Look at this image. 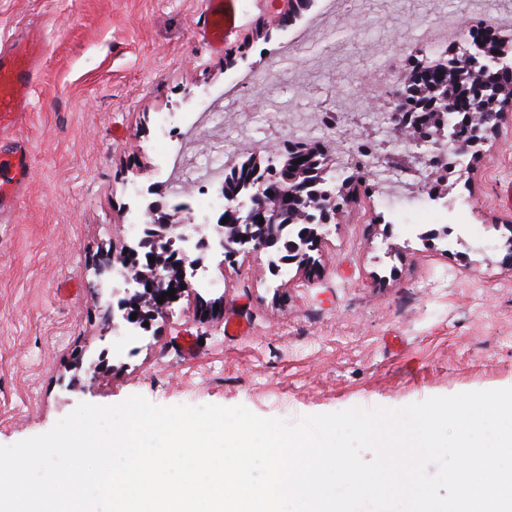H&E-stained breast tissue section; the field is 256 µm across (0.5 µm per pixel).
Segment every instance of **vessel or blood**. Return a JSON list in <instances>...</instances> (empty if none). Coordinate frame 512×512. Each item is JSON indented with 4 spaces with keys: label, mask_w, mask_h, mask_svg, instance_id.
<instances>
[{
    "label": "vessel or blood",
    "mask_w": 512,
    "mask_h": 512,
    "mask_svg": "<svg viewBox=\"0 0 512 512\" xmlns=\"http://www.w3.org/2000/svg\"><path fill=\"white\" fill-rule=\"evenodd\" d=\"M237 0H206L203 35L212 49L220 50L238 22ZM36 54L33 46L15 48L10 62L0 64V131L16 127L28 110L34 74L28 65ZM14 170L10 180H0V196L14 197L28 181L32 163L21 154L8 161Z\"/></svg>",
    "instance_id": "vessel-or-blood-1"
}]
</instances>
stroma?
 Segmentation results:
<instances>
[{"label":"stroma","instance_id":"stroma-1","mask_svg":"<svg viewBox=\"0 0 512 512\" xmlns=\"http://www.w3.org/2000/svg\"><path fill=\"white\" fill-rule=\"evenodd\" d=\"M324 0H239L222 50L200 31L202 0H0V40L36 33L29 111L0 134V153L30 152L14 205L0 204V446L49 431L81 403L116 405L140 395L159 406H244L296 424L351 407L402 408L435 396L512 386V126L482 158L448 177L449 225L460 236L424 239L435 224L417 200L405 237L393 206L362 184L313 256L317 270L272 274L265 251L234 260L206 251L212 284L195 288L133 342L108 328L111 283L101 252L135 245L132 223L149 206L173 212L157 167L160 114L183 154L202 159L226 135L240 148L260 138L245 122L252 100L225 108L220 91L241 72L274 73L269 111L282 130L336 111L337 134L358 137L367 113L359 85L375 64L408 63L425 19L456 15L463 28L493 25L512 0H354L318 22ZM303 41H296V34ZM217 122L186 134L200 102ZM223 300V315L200 317ZM244 322L230 337L224 324Z\"/></svg>","mask_w":512,"mask_h":512}]
</instances>
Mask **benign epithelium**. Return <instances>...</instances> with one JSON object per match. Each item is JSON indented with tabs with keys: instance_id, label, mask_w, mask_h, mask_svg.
Here are the masks:
<instances>
[{
	"instance_id": "benign-epithelium-1",
	"label": "benign epithelium",
	"mask_w": 512,
	"mask_h": 512,
	"mask_svg": "<svg viewBox=\"0 0 512 512\" xmlns=\"http://www.w3.org/2000/svg\"><path fill=\"white\" fill-rule=\"evenodd\" d=\"M474 49L449 58L430 60L426 50L420 67L402 76L392 91L390 111L385 113L386 125L393 131H412L411 145L427 147V151L407 154L421 160L424 155L444 156L440 152L445 140L441 117L453 112L461 119L452 135L457 153L480 158L474 147L499 127L512 122V65L504 58L512 47L492 33L477 37ZM307 160L276 168L264 164L261 156L252 155L251 163L235 168L224 181V197L228 204L219 216L216 234L226 257L243 251L247 244L253 249H274L284 252L279 261L306 268L312 263L309 252L316 249L326 235V227L336 223L340 206L336 197L349 201L356 192L355 183L362 170L336 184L329 177L333 158L319 142L296 148L295 158ZM152 226L144 230L139 247L147 249L145 258L155 262L140 264L133 250H112L98 259L97 273L112 274L117 287L112 295L119 297L122 318L142 324L158 318L165 320L172 305L192 290L191 277L203 267V258L190 259L176 242H186L182 225L173 223L174 215L150 208ZM227 223H222L224 218ZM264 224H259V221ZM174 297H158L169 289ZM136 319H131L132 313Z\"/></svg>"
}]
</instances>
